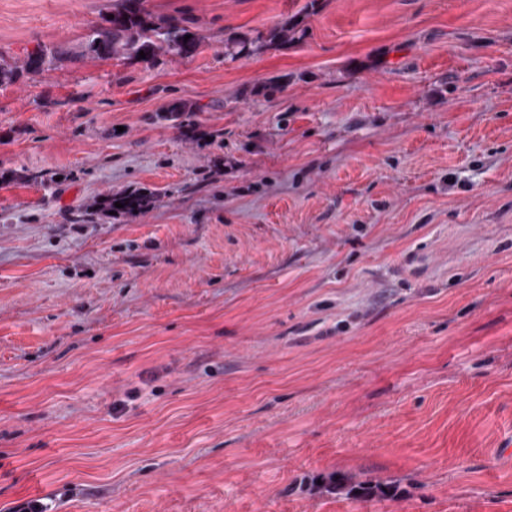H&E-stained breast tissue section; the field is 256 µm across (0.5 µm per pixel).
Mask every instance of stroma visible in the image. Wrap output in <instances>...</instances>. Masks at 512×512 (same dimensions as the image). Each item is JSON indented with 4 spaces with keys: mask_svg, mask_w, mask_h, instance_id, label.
<instances>
[{
    "mask_svg": "<svg viewBox=\"0 0 512 512\" xmlns=\"http://www.w3.org/2000/svg\"><path fill=\"white\" fill-rule=\"evenodd\" d=\"M147 6L199 52L0 84V512H512V0ZM294 26H289L288 22L271 28L266 36L258 34L256 38L247 35L229 38L224 41V54L232 57L249 56L263 47L274 44L288 43L294 39ZM157 198L158 196L154 197L140 193H109L101 199H96L90 202L86 209L92 211L103 210L105 212L114 211L117 213H135L149 207L154 202V199ZM115 202L122 203L123 208L116 207ZM133 204H136V207H133Z\"/></svg>",
    "mask_w": 512,
    "mask_h": 512,
    "instance_id": "35a3bbf8",
    "label": "stroma"
}]
</instances>
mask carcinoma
<instances>
[{
	"label": "carcinoma",
	"instance_id": "cac0c4a2",
	"mask_svg": "<svg viewBox=\"0 0 512 512\" xmlns=\"http://www.w3.org/2000/svg\"><path fill=\"white\" fill-rule=\"evenodd\" d=\"M147 0H112L109 14L102 23L88 27L77 56L100 58L139 59L145 53L144 63H151L160 55L182 58L196 55L201 38L189 23L173 17L155 16L146 7ZM295 29L288 24L271 28L267 35L255 38L246 35L224 40V54L232 57L249 56L266 46L282 44L294 39ZM62 58L69 55L57 49L41 47L27 56L20 65L0 63V84L13 83L22 73L42 76L53 70ZM123 207L118 208L115 203ZM154 202V197L140 193H109L87 205L89 210L135 213Z\"/></svg>",
	"mask_w": 512,
	"mask_h": 512
}]
</instances>
